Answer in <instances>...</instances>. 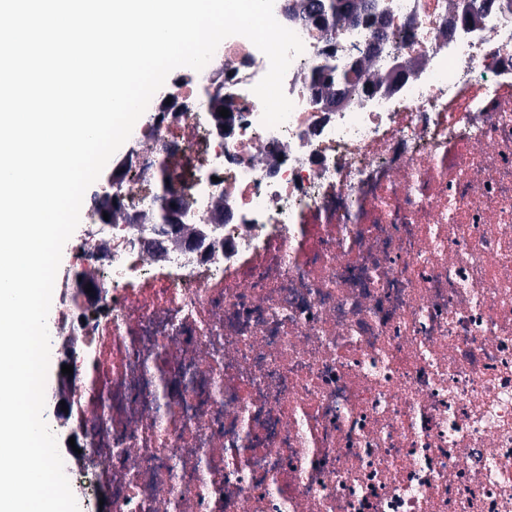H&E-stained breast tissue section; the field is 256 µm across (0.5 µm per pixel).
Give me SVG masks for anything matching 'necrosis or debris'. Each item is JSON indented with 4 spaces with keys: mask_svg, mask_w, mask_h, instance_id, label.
Listing matches in <instances>:
<instances>
[{
    "mask_svg": "<svg viewBox=\"0 0 512 512\" xmlns=\"http://www.w3.org/2000/svg\"><path fill=\"white\" fill-rule=\"evenodd\" d=\"M455 4L296 24L275 128L247 39L153 103L179 118L140 129L121 208L165 193L207 248L158 263L126 223L74 246L100 287L71 313L80 507L100 480L112 512H512V9L452 30ZM377 41L316 112L311 71ZM396 56L405 83L368 99Z\"/></svg>",
    "mask_w": 512,
    "mask_h": 512,
    "instance_id": "4bbe7bcc",
    "label": "necrosis or debris"
}]
</instances>
